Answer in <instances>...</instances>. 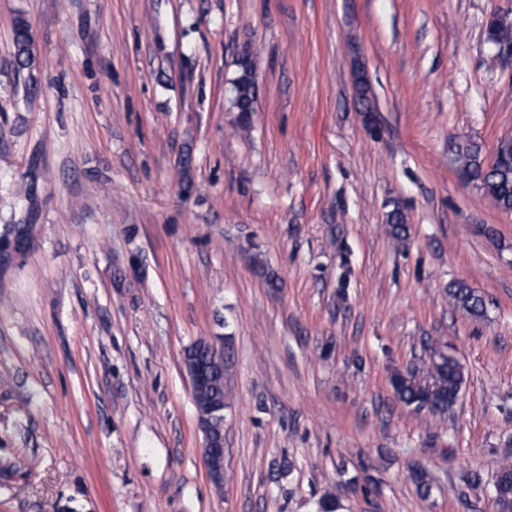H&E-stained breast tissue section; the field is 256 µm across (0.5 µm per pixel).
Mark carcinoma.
I'll list each match as a JSON object with an SVG mask.
<instances>
[{"label":"carcinoma","instance_id":"cac0c4a2","mask_svg":"<svg viewBox=\"0 0 512 512\" xmlns=\"http://www.w3.org/2000/svg\"><path fill=\"white\" fill-rule=\"evenodd\" d=\"M15 58L22 69L31 68L34 61L33 38L28 24L19 19L13 27ZM240 74L234 80L236 85V108H248L256 100V84L251 79L254 61L238 62ZM496 149L503 159L499 165L489 169L483 165L479 149L465 140L455 145L454 162L462 169L467 181L473 184L497 207L512 212V137L498 140ZM17 224L0 226V260L7 261L18 247L15 232ZM386 232L396 245L403 244L410 236V224L401 205L392 203L386 213ZM448 301L453 308L475 318L487 314L486 302L482 295L464 281H455L447 289ZM427 360L397 370L390 376V385L395 399L416 414L432 418H445L457 405L466 383L464 368L459 361L448 354V344L441 339L425 342ZM183 357L186 365L206 375L203 386L197 388L193 399L200 414H208L216 404H224V368L215 365L210 355L207 339L199 338L189 345ZM409 476L417 489L424 495L430 493L434 477L426 470L412 466ZM493 494L497 512H512V464L502 465L493 481Z\"/></svg>","mask_w":512,"mask_h":512}]
</instances>
